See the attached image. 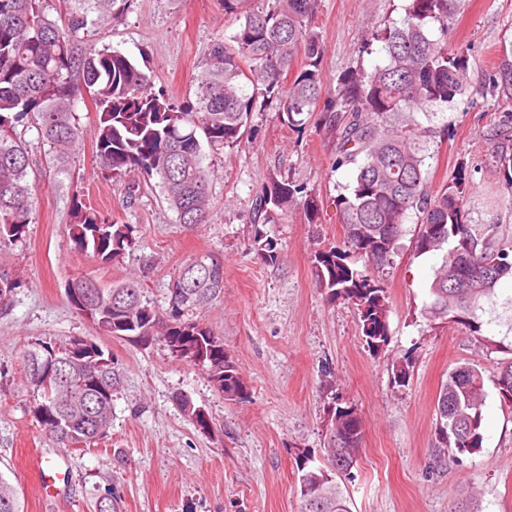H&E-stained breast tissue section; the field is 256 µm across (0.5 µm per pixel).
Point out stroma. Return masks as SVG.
Returning <instances> with one entry per match:
<instances>
[{
	"instance_id": "1",
	"label": "stroma",
	"mask_w": 512,
	"mask_h": 512,
	"mask_svg": "<svg viewBox=\"0 0 512 512\" xmlns=\"http://www.w3.org/2000/svg\"><path fill=\"white\" fill-rule=\"evenodd\" d=\"M404 4L318 0L312 26L324 47L327 90H335L343 72L379 62V54L362 55L358 48L373 26L398 20ZM231 31L224 0H133L122 17L97 25L100 43L145 60L154 89L177 102L192 96L213 41ZM510 41L512 0H462L447 45L465 51L470 86L434 115L438 135L426 160L434 191L466 169L468 222L492 225L505 246L512 245V203L490 160L488 139L500 100L486 92L483 73ZM96 112L94 99L79 103L84 136L62 170L47 164L36 130L26 131L35 219L21 241L0 251V268L22 278L9 308L0 310V478L16 489L20 512H96L106 494L115 498L117 512H300L295 458L307 449L316 464L324 462L330 382L363 419L358 466L347 485L351 512H450L464 490L474 492L479 512H512V408L496 385L505 357L498 342L512 334V279L501 281L488 305L482 337L426 320L421 312L431 301L441 257L414 254L416 217L408 215L400 249L380 276L389 295L391 342L372 354L353 306L327 304L316 284L312 255L342 245L345 226L334 200L354 177L353 166L337 167L334 143L317 124L288 128L270 105L252 114L240 145L204 147L213 173L210 218L187 226L159 188L145 186L130 197L126 180L105 177L95 151ZM272 173L313 189L321 211L315 224L295 210L282 223L266 225L279 254L266 263L252 247V201ZM79 205L133 225L135 248L108 264L75 250L69 226ZM206 252L224 262V293L184 317L223 340L249 386L243 401L225 400L203 371L174 360L162 345L141 347L98 334L66 296L81 275L108 287L136 274L143 301L164 309L173 276ZM74 339L96 340L121 384L107 437L62 447L32 412L35 397L22 355L38 342L59 346ZM407 353L410 383L394 386L391 365ZM464 362L483 374V444L456 457L436 435L435 408L441 384ZM180 394L206 409L209 431L184 417ZM39 454L61 473L49 497L33 471Z\"/></svg>"
}]
</instances>
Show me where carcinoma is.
<instances>
[{
	"label": "carcinoma",
	"mask_w": 512,
	"mask_h": 512,
	"mask_svg": "<svg viewBox=\"0 0 512 512\" xmlns=\"http://www.w3.org/2000/svg\"><path fill=\"white\" fill-rule=\"evenodd\" d=\"M459 2L407 0L403 16L376 28L367 40L368 51L379 44L383 63L339 75L330 92L322 83L323 45L311 26L317 0H224V16L235 30L212 43L194 99L179 104L153 90L150 76L120 49L98 45L95 19L123 15L129 0H63L56 18L49 0H0V250L23 239L36 212L35 191L27 180L30 148L22 134L36 129L52 163L65 166L83 135L75 110L85 95L98 106L94 139L105 174L157 180L168 208L188 225L207 223L211 208L202 142L239 145L251 114L275 102L290 128L319 113V126L336 142V166H356L353 183L336 196L344 247L319 248L313 255L326 303L345 301L354 307L372 353L389 345L387 289L349 259L357 256L377 269L392 263L412 212L418 226L416 255L443 252L423 317L482 335L485 304L502 279L512 278V249L497 243L491 226L467 223L465 168L452 183L430 190L425 165L437 130L416 119L423 108L455 103L469 84L464 52L450 53L446 43ZM300 49L306 63L285 86ZM484 87L504 101L492 133V159L512 195V42L486 71ZM295 209L302 210L307 223H317L318 195L272 174L255 198L254 221L279 224ZM69 234L77 250H92L102 263L122 259L136 244L131 225L81 206ZM254 244L261 260L277 261L275 241L259 228ZM19 287L20 274L0 269V308L10 306ZM223 293V261L209 253L183 264L169 288V307L162 311L142 302L134 278L106 288L81 277L66 288L71 306L78 313L89 309L102 335L133 337L141 346L160 343L173 358L201 369L224 399L243 400L249 388L224 342L204 324L183 319L184 311L204 308ZM81 344L84 362L78 369L67 364V346L42 342L23 355L27 383L36 393L34 415L65 447L107 436L112 392L120 384L100 346L92 340ZM411 368L408 356L392 364L395 386L408 384ZM48 373L64 380L47 387L41 377ZM497 385L512 407V357L500 363ZM482 388V373L466 363L452 370L440 388L436 431L441 443L458 454L482 447ZM328 417V466L310 467L307 450L296 457L301 512H350L338 479L353 478L346 465L361 445L362 419L336 395ZM0 512H20L15 489L2 478Z\"/></svg>",
	"instance_id": "cac0c4a2"
}]
</instances>
